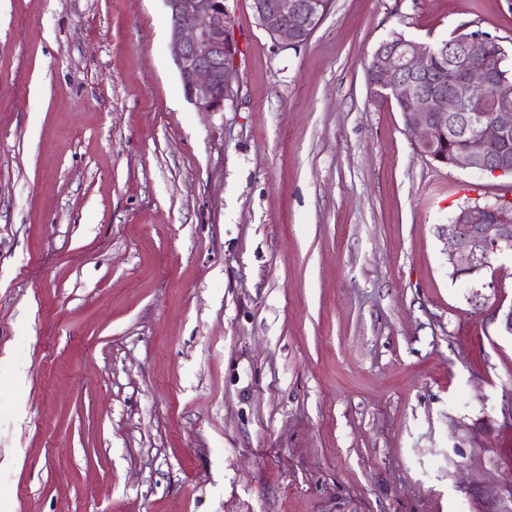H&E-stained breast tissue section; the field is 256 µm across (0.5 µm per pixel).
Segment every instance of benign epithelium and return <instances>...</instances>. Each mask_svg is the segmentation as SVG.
<instances>
[{
  "label": "benign epithelium",
  "mask_w": 512,
  "mask_h": 512,
  "mask_svg": "<svg viewBox=\"0 0 512 512\" xmlns=\"http://www.w3.org/2000/svg\"><path fill=\"white\" fill-rule=\"evenodd\" d=\"M171 27L170 51L187 100L199 112H222L235 100L236 54L232 20L224 0H163ZM332 0H252L259 26L283 48L311 37ZM484 36L450 46L460 60L454 83L430 90L429 45L404 39L383 42L367 74L370 92L402 109L414 146L423 156L452 167L512 176V159L498 147L512 138V81L495 74L484 59ZM470 131L465 141L438 150L448 122ZM512 250V198L492 206L461 207L448 224V263L457 278L488 266L490 257Z\"/></svg>",
  "instance_id": "7a95c632"
}]
</instances>
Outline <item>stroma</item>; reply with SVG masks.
Wrapping results in <instances>:
<instances>
[{
    "label": "stroma",
    "instance_id": "obj_1",
    "mask_svg": "<svg viewBox=\"0 0 512 512\" xmlns=\"http://www.w3.org/2000/svg\"><path fill=\"white\" fill-rule=\"evenodd\" d=\"M238 95L185 98L163 0H0V512H501L512 252L448 224L512 178L421 156L392 33L512 56V0H333ZM489 213L495 216L491 223ZM448 263L456 278L469 277L488 266L490 257L512 250V198L492 206H463L448 224Z\"/></svg>",
    "mask_w": 512,
    "mask_h": 512
}]
</instances>
